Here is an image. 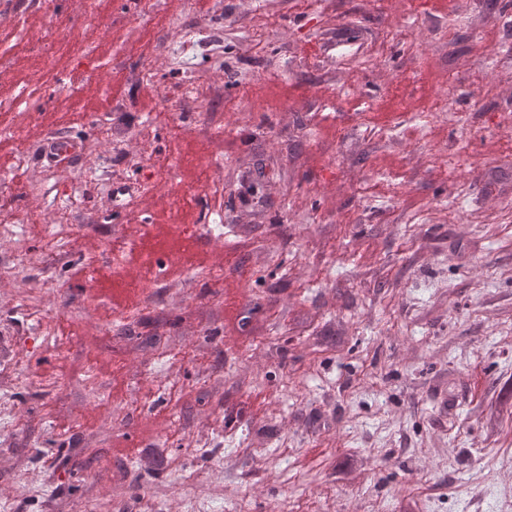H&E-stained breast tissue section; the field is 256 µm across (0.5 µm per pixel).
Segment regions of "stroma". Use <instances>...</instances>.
I'll use <instances>...</instances> for the list:
<instances>
[{"label": "stroma", "mask_w": 512, "mask_h": 512, "mask_svg": "<svg viewBox=\"0 0 512 512\" xmlns=\"http://www.w3.org/2000/svg\"><path fill=\"white\" fill-rule=\"evenodd\" d=\"M209 5L0 15V512H512V0Z\"/></svg>", "instance_id": "35a3bbf8"}]
</instances>
